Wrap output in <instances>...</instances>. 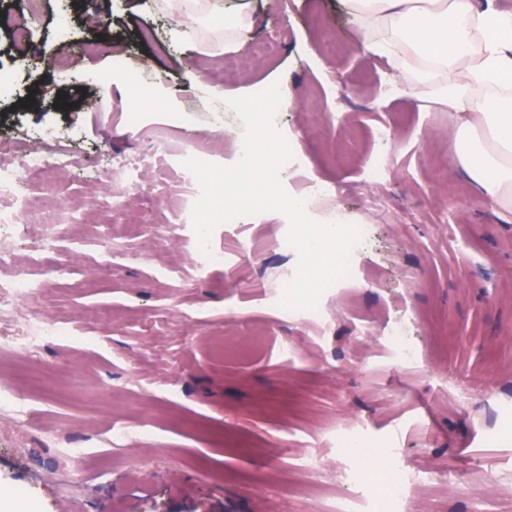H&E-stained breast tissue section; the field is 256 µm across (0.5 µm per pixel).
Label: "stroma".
Returning a JSON list of instances; mask_svg holds the SVG:
<instances>
[{"mask_svg":"<svg viewBox=\"0 0 512 512\" xmlns=\"http://www.w3.org/2000/svg\"><path fill=\"white\" fill-rule=\"evenodd\" d=\"M24 6L0 0V65L19 84L0 100V148L77 130L82 170L54 196L99 199L51 253H17L20 266L55 269L21 308L75 337L0 353L39 378L29 388L0 375L15 394L0 404V499L30 512H322L348 492L385 512L383 490L355 480L377 469L380 448L426 477L396 512H512V213L454 159L453 111L364 50L344 0H207L191 17L173 0H43L37 47L19 57L8 19ZM237 12L254 19L240 53L224 49V17ZM119 56L156 72L154 101L139 106L117 84L93 111ZM46 57L65 69H45ZM274 83L289 104L273 124L297 161L284 191L321 183L315 217L332 208L370 227L353 278L322 292L315 323L283 307L298 263L282 247L286 214L216 226L209 247L224 262L212 265L183 209L201 189L181 152L236 164L244 125L224 101ZM61 94L69 110L55 108ZM383 124L390 139L375 134ZM118 161L138 194L101 180ZM396 326L412 362L389 355ZM118 426L137 433L113 443ZM313 459L320 469H307Z\"/></svg>","mask_w":512,"mask_h":512,"instance_id":"stroma-1","label":"stroma"}]
</instances>
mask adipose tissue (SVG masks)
Listing matches in <instances>:
<instances>
[{"label":"adipose tissue","instance_id":"obj_1","mask_svg":"<svg viewBox=\"0 0 512 512\" xmlns=\"http://www.w3.org/2000/svg\"><path fill=\"white\" fill-rule=\"evenodd\" d=\"M366 45L465 115L455 153L482 194L512 209V10L502 0H345ZM492 89L489 97L476 96Z\"/></svg>","mask_w":512,"mask_h":512}]
</instances>
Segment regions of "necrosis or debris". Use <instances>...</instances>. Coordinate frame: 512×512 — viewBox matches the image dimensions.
<instances>
[{"instance_id":"obj_1","label":"necrosis or debris","mask_w":512,"mask_h":512,"mask_svg":"<svg viewBox=\"0 0 512 512\" xmlns=\"http://www.w3.org/2000/svg\"><path fill=\"white\" fill-rule=\"evenodd\" d=\"M78 165L70 140L52 134L0 163V223L16 227L18 245L50 249L61 225L75 223V216L56 209L49 188Z\"/></svg>"}]
</instances>
